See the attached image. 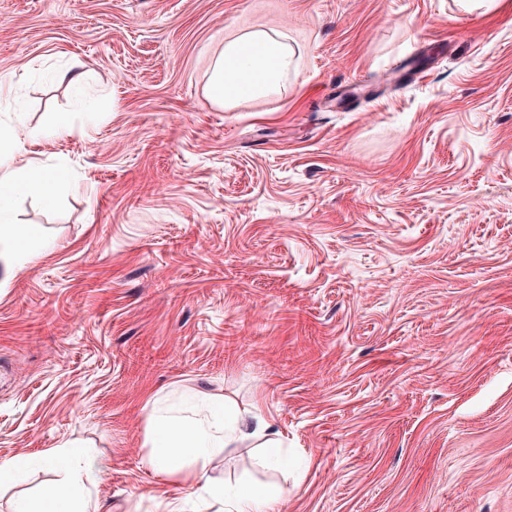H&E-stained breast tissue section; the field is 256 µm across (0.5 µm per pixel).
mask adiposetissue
I'll return each instance as SVG.
<instances>
[{"label": "adipose tissue", "instance_id": "obj_1", "mask_svg": "<svg viewBox=\"0 0 512 512\" xmlns=\"http://www.w3.org/2000/svg\"><path fill=\"white\" fill-rule=\"evenodd\" d=\"M295 64V51L285 34L272 30L245 31L225 38L223 50L216 56L211 70L208 95L217 104L230 109L244 100L265 98L279 93ZM63 180L62 173L14 168L0 161V242H9L13 251L0 254V259L11 263L17 252L27 251L37 238L35 228L17 224L14 200L20 195L53 201ZM253 429L245 431L239 416L217 403L208 413L169 415L158 418L153 431L150 465L169 475L192 470L195 478H202L213 457L226 445L247 438L265 437L269 449L268 462L276 467H287L288 458L281 454L279 441L268 437L269 425L260 414H253ZM45 464L69 470V479L55 487L40 512H91L90 504L74 506L76 489L98 476L91 460L60 446L43 456ZM208 495L224 500L225 512H272L280 494L274 490L257 488L246 492L227 493L218 487H207Z\"/></svg>", "mask_w": 512, "mask_h": 512}]
</instances>
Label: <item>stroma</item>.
Returning a JSON list of instances; mask_svg holds the SVG:
<instances>
[{
  "instance_id": "obj_1",
  "label": "stroma",
  "mask_w": 512,
  "mask_h": 512,
  "mask_svg": "<svg viewBox=\"0 0 512 512\" xmlns=\"http://www.w3.org/2000/svg\"><path fill=\"white\" fill-rule=\"evenodd\" d=\"M254 28L297 66L224 109ZM0 75V158L70 173L15 201L52 249L0 268V512L63 444L98 512H224L146 439L227 397L290 466L250 437L206 478L275 512H512V0H0ZM294 64L295 51L285 34L255 30L230 35L214 59L208 95L224 109L269 97L283 89Z\"/></svg>"
}]
</instances>
